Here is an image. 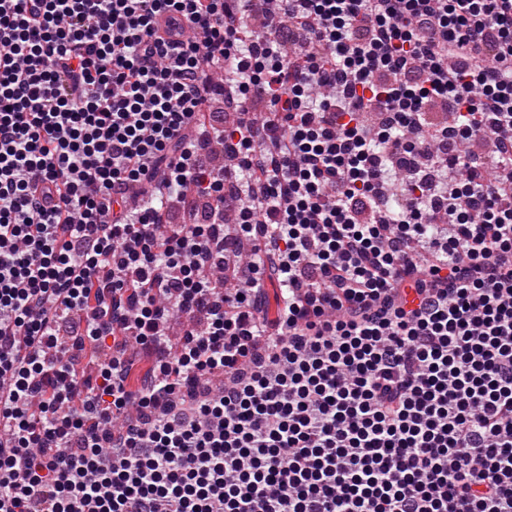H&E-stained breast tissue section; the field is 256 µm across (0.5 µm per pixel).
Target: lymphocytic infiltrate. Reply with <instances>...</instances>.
<instances>
[{
	"instance_id": "1",
	"label": "lymphocytic infiltrate",
	"mask_w": 512,
	"mask_h": 512,
	"mask_svg": "<svg viewBox=\"0 0 512 512\" xmlns=\"http://www.w3.org/2000/svg\"><path fill=\"white\" fill-rule=\"evenodd\" d=\"M250 2L0 0V512H512V0Z\"/></svg>"
}]
</instances>
